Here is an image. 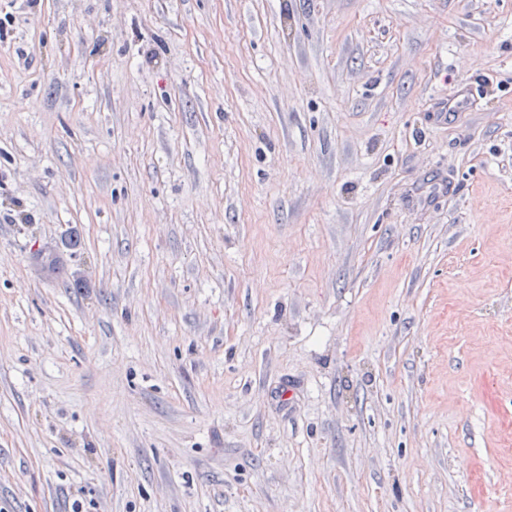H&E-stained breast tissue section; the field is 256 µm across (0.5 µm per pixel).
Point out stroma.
<instances>
[{"label":"stroma","instance_id":"stroma-1","mask_svg":"<svg viewBox=\"0 0 512 512\" xmlns=\"http://www.w3.org/2000/svg\"><path fill=\"white\" fill-rule=\"evenodd\" d=\"M4 15L0 512H512V0Z\"/></svg>","mask_w":512,"mask_h":512}]
</instances>
